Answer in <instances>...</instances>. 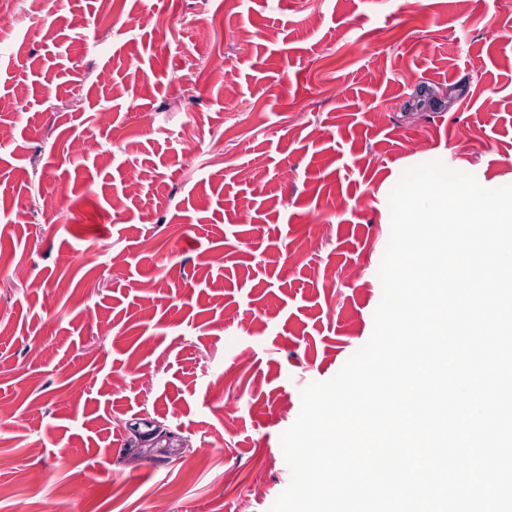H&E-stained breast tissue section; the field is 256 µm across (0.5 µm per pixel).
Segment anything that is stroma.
Masks as SVG:
<instances>
[{
	"label": "stroma",
	"mask_w": 512,
	"mask_h": 512,
	"mask_svg": "<svg viewBox=\"0 0 512 512\" xmlns=\"http://www.w3.org/2000/svg\"><path fill=\"white\" fill-rule=\"evenodd\" d=\"M0 125V512H269L407 164L512 184V0H48Z\"/></svg>",
	"instance_id": "stroma-1"
}]
</instances>
